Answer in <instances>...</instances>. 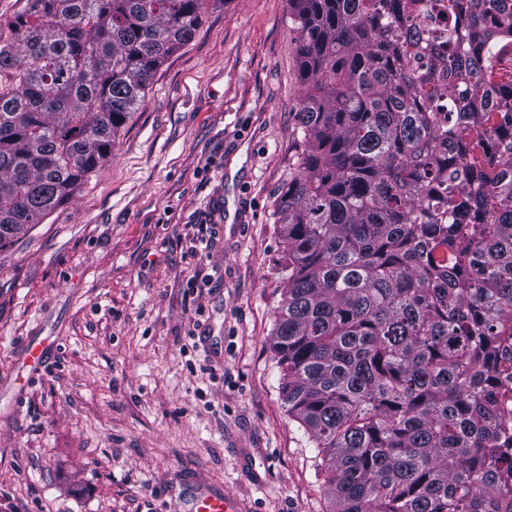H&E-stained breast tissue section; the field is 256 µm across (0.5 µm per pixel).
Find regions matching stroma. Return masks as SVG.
I'll return each mask as SVG.
<instances>
[{"label":"stroma","mask_w":512,"mask_h":512,"mask_svg":"<svg viewBox=\"0 0 512 512\" xmlns=\"http://www.w3.org/2000/svg\"><path fill=\"white\" fill-rule=\"evenodd\" d=\"M290 12L205 14L111 158L0 248V512H187L203 489L238 512H332L269 348L307 92ZM30 338L47 356L31 383Z\"/></svg>","instance_id":"35a3bbf8"}]
</instances>
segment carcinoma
I'll return each mask as SVG.
<instances>
[{
	"label": "carcinoma",
	"mask_w": 512,
	"mask_h": 512,
	"mask_svg": "<svg viewBox=\"0 0 512 512\" xmlns=\"http://www.w3.org/2000/svg\"><path fill=\"white\" fill-rule=\"evenodd\" d=\"M299 174L271 349L333 512H501L512 370V0H289ZM224 0H27L0 37V248L112 155ZM502 388L506 390L507 397L502 406L499 425L500 436L511 442L512 440V374L501 379Z\"/></svg>",
	"instance_id": "1"
}]
</instances>
